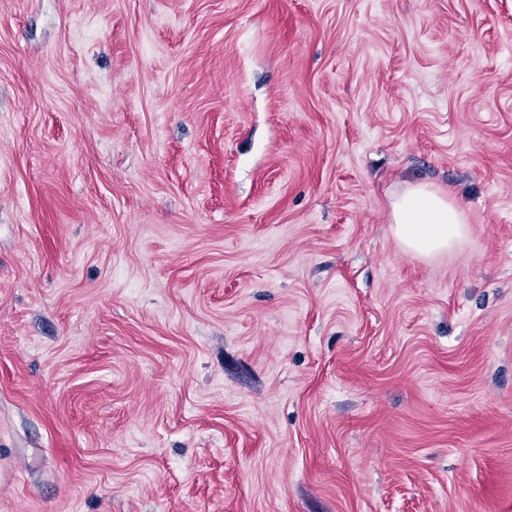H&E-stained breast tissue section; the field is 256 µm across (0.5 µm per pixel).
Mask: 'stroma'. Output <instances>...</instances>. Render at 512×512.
<instances>
[{
	"label": "stroma",
	"instance_id": "stroma-1",
	"mask_svg": "<svg viewBox=\"0 0 512 512\" xmlns=\"http://www.w3.org/2000/svg\"><path fill=\"white\" fill-rule=\"evenodd\" d=\"M0 512H512V0H0ZM391 223L400 243L421 255L448 249L465 230L457 207L422 186L410 187L392 203Z\"/></svg>",
	"mask_w": 512,
	"mask_h": 512
}]
</instances>
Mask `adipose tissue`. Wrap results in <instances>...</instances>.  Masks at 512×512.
<instances>
[{
	"mask_svg": "<svg viewBox=\"0 0 512 512\" xmlns=\"http://www.w3.org/2000/svg\"><path fill=\"white\" fill-rule=\"evenodd\" d=\"M393 232L408 250L431 255L448 249L464 233L461 212L448 199L413 186L392 204Z\"/></svg>",
	"mask_w": 512,
	"mask_h": 512,
	"instance_id": "adipose-tissue-1",
	"label": "adipose tissue"
}]
</instances>
